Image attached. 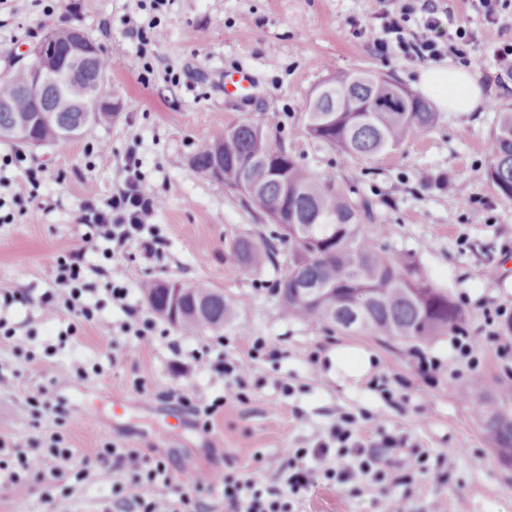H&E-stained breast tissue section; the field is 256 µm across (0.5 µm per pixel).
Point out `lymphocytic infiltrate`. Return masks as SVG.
Here are the masks:
<instances>
[{"label":"lymphocytic infiltrate","mask_w":512,"mask_h":512,"mask_svg":"<svg viewBox=\"0 0 512 512\" xmlns=\"http://www.w3.org/2000/svg\"><path fill=\"white\" fill-rule=\"evenodd\" d=\"M427 15L419 24H412L414 9L402 5L398 11L379 15L370 33L380 52L396 50L408 62L432 61L441 55L439 40L442 38L441 22L434 6H427ZM124 186L111 195L102 206H95L99 191L96 183L85 186L87 201L80 218L85 231L79 247L58 258L55 268L54 286L43 292L38 299V308L44 321H56L61 312L71 314L75 322L68 325L66 336H74L77 323L96 324L101 335H111V322L100 319L98 306L87 303L85 278L88 270L84 259L87 254H102L114 258L117 251L128 244H135L143 258L158 254L162 241L155 218L163 207V201L146 182L136 159H128L125 166ZM126 272L110 275L105 291L112 304L119 306L127 316L120 326L121 331L133 336L144 346L153 345L157 326L148 317L142 316L138 307L131 305V289ZM512 318L507 308L497 307L484 313L485 334L470 335L465 328H458L449 338L454 352L448 362L435 357L414 353L413 359L423 382H431L440 368L449 374H457L467 368L471 376L480 374L479 345L491 347L498 359L512 363V336L502 331L504 323ZM245 355L222 354L223 337L193 349L191 358L206 371L231 378L236 385H243L257 359L276 360L281 356L279 348L261 338H246L243 341ZM354 415L337 417L328 431L319 436L313 447L285 449L279 467L278 484L266 488L258 481L216 472L209 476V483L220 487L224 494V512H293L295 501L312 486L318 477H325L338 484L349 486L351 492H360L364 486L375 484L381 487L385 499H392L394 487L408 481L413 474L428 476L438 485L448 482V472L442 465L431 464V454L422 448L409 447L406 438L387 432H378L376 437L362 434L356 427ZM404 452L403 472L393 475L383 465L386 454ZM10 462L0 464L9 481L42 470L48 460L69 461L71 449L65 448L60 435L49 437L42 456H29L21 448H12ZM102 463L112 464L117 470L128 472V479L112 487L124 512H204L199 500L186 493H178V482L170 473L165 461L136 448L107 446L98 454Z\"/></svg>","instance_id":"f902f5d3"}]
</instances>
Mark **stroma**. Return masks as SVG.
I'll list each match as a JSON object with an SVG mask.
<instances>
[{"label": "stroma", "mask_w": 512, "mask_h": 512, "mask_svg": "<svg viewBox=\"0 0 512 512\" xmlns=\"http://www.w3.org/2000/svg\"><path fill=\"white\" fill-rule=\"evenodd\" d=\"M401 3L0 0V77L46 31L75 25L111 59L107 91L120 103L94 144L75 139L27 149L29 165L40 170L39 185L23 171L9 170L0 187V291L35 298L50 287L57 258L80 243L86 183L96 182L101 197L115 193L132 154L164 201L156 224L165 244L149 260L130 246L115 260L90 254L87 263L128 269L134 280L202 282L220 289L238 311L221 331L229 340L225 353H235L234 341L242 336L263 338L283 352L277 361H256L248 398L241 402L235 383L202 371L189 356L210 333L188 335L161 318L163 336L146 348L122 332L103 336L96 325L85 324L64 350L47 357L44 346L55 342L69 316L47 323L36 307L15 305L10 314L15 334L29 338L34 356L16 354L12 341L0 338V440L38 455L44 438L58 432L74 455L58 463L57 478L0 480V512H116L112 486L123 474L96 460L109 442L155 452L176 475L221 469L272 487L284 450L311 447L342 412L377 416L385 431L406 435L410 444L442 460L446 485L417 476L394 488L402 512H432L437 502L444 512H512V466L502 463L474 417L477 396L468 371L456 378L440 372L427 386L416 375L409 345L285 319L271 286L287 273L288 253L280 252L276 266L251 271L226 257L235 237L270 233L272 222L191 166L198 142L216 130L276 116L277 136L289 154L355 197L369 198L382 240L393 251L412 255L462 309L471 335L483 336L485 308L512 309V203L486 182L469 179L473 168L487 161L498 111L512 108V73L494 56L505 35L485 23L474 0H438L440 10L477 34L463 53L447 52L442 60L479 76L485 97L478 110L441 113L431 132L370 162L343 156L307 134L308 101L331 71L373 72L414 89L420 64L379 53L367 31L375 16L398 10ZM132 16L158 21L165 38L145 42L129 35L126 21ZM243 69L253 82L247 97L231 85ZM102 153L111 156V168L98 167ZM453 180L469 181L470 196L452 205L443 185ZM339 346L373 354L372 369L359 383L343 385L331 375L328 354ZM79 364L88 367L87 375L76 374ZM96 364L106 377L92 374ZM382 378L388 391L377 385ZM284 383L290 395H283ZM40 385L49 390L46 405L36 415L19 414L28 392ZM174 389L223 398L210 430L167 399ZM117 397L128 403L118 415ZM216 438L222 447H213ZM82 468L89 476L80 482L75 474ZM383 502L379 486L353 494L321 479L294 508L383 512Z\"/></svg>", "instance_id": "35a3bbf8"}]
</instances>
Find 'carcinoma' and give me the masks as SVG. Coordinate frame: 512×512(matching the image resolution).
I'll list each match as a JSON object with an SVG mask.
<instances>
[{
  "instance_id": "obj_1",
  "label": "carcinoma",
  "mask_w": 512,
  "mask_h": 512,
  "mask_svg": "<svg viewBox=\"0 0 512 512\" xmlns=\"http://www.w3.org/2000/svg\"><path fill=\"white\" fill-rule=\"evenodd\" d=\"M111 64L100 49L77 64L51 61L53 72L39 96L27 93L30 67L22 65L0 79V141L31 146L84 139L112 123L117 110L97 101L79 103L73 93L104 87ZM330 89L310 102L307 132L320 143L366 161L399 148L430 131L439 113L424 100L370 73H338ZM220 182L247 204H254L276 226L258 241L248 235L230 243L226 256L252 269L274 261L277 245L288 246V274L274 288L288 319L314 320L329 331L363 332L419 345L447 336L462 326L463 315L448 292L435 286L419 263L381 242L369 223L370 205L355 201L333 178L307 168L272 135L270 123L242 120L201 141L194 170L209 175L215 160ZM481 179L512 202V109L498 115ZM169 282L148 280L143 296L164 315ZM184 302L171 324L186 332H217L235 316L233 301L205 284L181 283ZM475 416L501 461L512 464V415L484 395L481 382Z\"/></svg>"
}]
</instances>
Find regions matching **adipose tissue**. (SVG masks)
Listing matches in <instances>:
<instances>
[{"label": "adipose tissue", "instance_id": "obj_1", "mask_svg": "<svg viewBox=\"0 0 512 512\" xmlns=\"http://www.w3.org/2000/svg\"><path fill=\"white\" fill-rule=\"evenodd\" d=\"M419 89L444 112H473L483 99L476 75L463 67L434 66L422 69Z\"/></svg>", "mask_w": 512, "mask_h": 512}]
</instances>
